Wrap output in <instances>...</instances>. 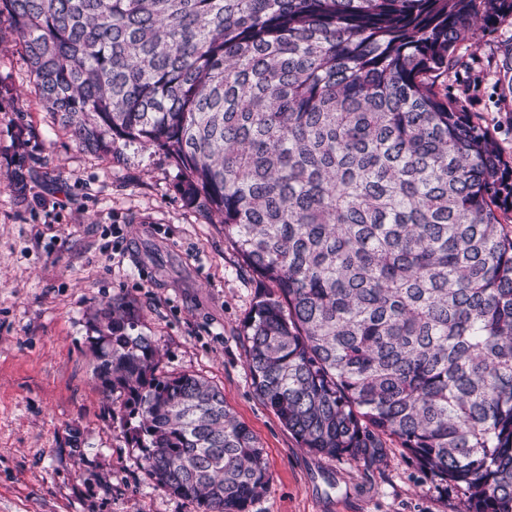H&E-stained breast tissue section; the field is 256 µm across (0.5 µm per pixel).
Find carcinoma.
Listing matches in <instances>:
<instances>
[{"label": "carcinoma", "instance_id": "cac0c4a2", "mask_svg": "<svg viewBox=\"0 0 512 512\" xmlns=\"http://www.w3.org/2000/svg\"><path fill=\"white\" fill-rule=\"evenodd\" d=\"M83 150L166 154L185 204L269 284L256 393L309 452L396 438L460 512H512V222L503 158L442 89L512 0H0ZM133 302L96 314L102 387L150 475L248 512L263 448L193 374L158 375Z\"/></svg>", "mask_w": 512, "mask_h": 512}]
</instances>
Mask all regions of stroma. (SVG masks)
Returning <instances> with one entry per match:
<instances>
[{
    "label": "stroma",
    "mask_w": 512,
    "mask_h": 512,
    "mask_svg": "<svg viewBox=\"0 0 512 512\" xmlns=\"http://www.w3.org/2000/svg\"><path fill=\"white\" fill-rule=\"evenodd\" d=\"M457 53L448 94L512 169V19ZM178 181L169 158L136 144L78 149L0 17V512H200L150 477L121 420L123 394L96 377L93 315L119 297L159 348V373L218 386L258 438L269 484L249 512H460L396 440L370 466L316 455L259 400L242 330L263 286L222 226L184 205Z\"/></svg>",
    "instance_id": "stroma-1"
}]
</instances>
